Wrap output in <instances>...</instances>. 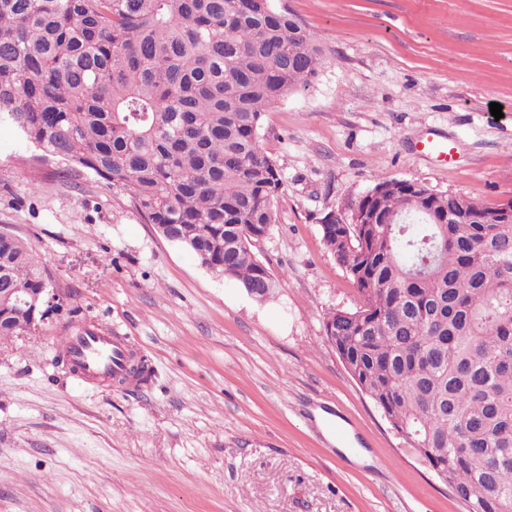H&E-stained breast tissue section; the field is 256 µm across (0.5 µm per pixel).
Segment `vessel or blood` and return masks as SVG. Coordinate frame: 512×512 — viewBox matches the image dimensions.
<instances>
[{"label": "vessel or blood", "mask_w": 512, "mask_h": 512, "mask_svg": "<svg viewBox=\"0 0 512 512\" xmlns=\"http://www.w3.org/2000/svg\"><path fill=\"white\" fill-rule=\"evenodd\" d=\"M59 344L65 349L75 374L81 379H112L125 374L130 350L121 337L91 327L79 330L72 336L60 337Z\"/></svg>", "instance_id": "vessel-or-blood-1"}]
</instances>
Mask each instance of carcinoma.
<instances>
[{"label":"carcinoma","instance_id":"1","mask_svg":"<svg viewBox=\"0 0 512 512\" xmlns=\"http://www.w3.org/2000/svg\"><path fill=\"white\" fill-rule=\"evenodd\" d=\"M322 46L273 0H0V122L126 192L139 215L257 301L254 252L280 164L263 117L309 87ZM382 224H332L325 246L362 295L324 317L345 369L463 512H512V223L459 194L378 177ZM471 212L455 224L450 215ZM51 278L0 234V295ZM41 315L0 310V339Z\"/></svg>","mask_w":512,"mask_h":512}]
</instances>
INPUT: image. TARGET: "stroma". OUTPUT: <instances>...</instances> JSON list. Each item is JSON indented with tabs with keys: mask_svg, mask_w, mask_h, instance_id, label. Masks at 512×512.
Masks as SVG:
<instances>
[{
	"mask_svg": "<svg viewBox=\"0 0 512 512\" xmlns=\"http://www.w3.org/2000/svg\"><path fill=\"white\" fill-rule=\"evenodd\" d=\"M276 4L325 54L261 130L283 180L255 247L279 278L270 301L0 123V231L32 247L77 320L52 313L0 340V512H461L326 340L325 314L362 299L321 222L380 176L512 198V0ZM429 138L451 160L423 153ZM80 325L124 336L148 379L85 385L55 366Z\"/></svg>",
	"mask_w": 512,
	"mask_h": 512,
	"instance_id": "35a3bbf8",
	"label": "stroma"
}]
</instances>
